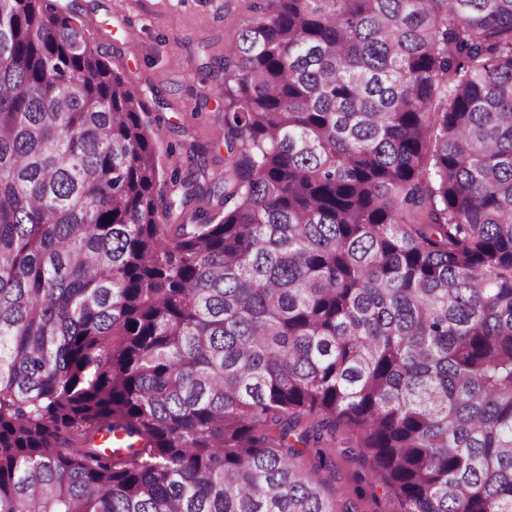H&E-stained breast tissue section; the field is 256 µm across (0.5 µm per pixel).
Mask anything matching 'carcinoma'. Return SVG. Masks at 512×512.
Segmentation results:
<instances>
[{"label":"carcinoma","instance_id":"carcinoma-1","mask_svg":"<svg viewBox=\"0 0 512 512\" xmlns=\"http://www.w3.org/2000/svg\"><path fill=\"white\" fill-rule=\"evenodd\" d=\"M141 108L0 0V512H512V0H253L217 221ZM336 448L332 456L335 473L325 470L321 477L328 480L329 490L336 502L347 504L357 512H402L401 502L393 492L372 482L357 479L367 475V465L356 456H346ZM335 474V475H334Z\"/></svg>","mask_w":512,"mask_h":512}]
</instances>
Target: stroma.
<instances>
[{"instance_id":"1","label":"stroma","mask_w":512,"mask_h":512,"mask_svg":"<svg viewBox=\"0 0 512 512\" xmlns=\"http://www.w3.org/2000/svg\"><path fill=\"white\" fill-rule=\"evenodd\" d=\"M252 0H57L115 73L128 82L157 133L162 168L178 166L166 189L173 208L162 223L187 224L197 213L216 214L223 199L210 193L222 183L224 48L239 36ZM329 490L353 512H403L393 492L365 481L366 465L337 452Z\"/></svg>"}]
</instances>
